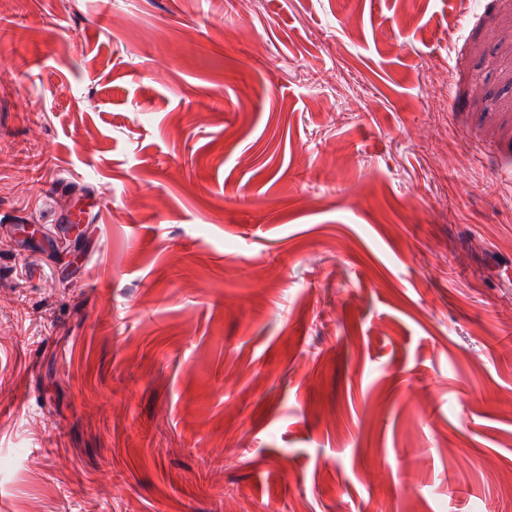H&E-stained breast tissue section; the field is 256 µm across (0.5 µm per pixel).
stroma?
I'll return each instance as SVG.
<instances>
[{
	"instance_id": "stroma-1",
	"label": "stroma",
	"mask_w": 512,
	"mask_h": 512,
	"mask_svg": "<svg viewBox=\"0 0 512 512\" xmlns=\"http://www.w3.org/2000/svg\"><path fill=\"white\" fill-rule=\"evenodd\" d=\"M0 512H512V0H0Z\"/></svg>"
}]
</instances>
